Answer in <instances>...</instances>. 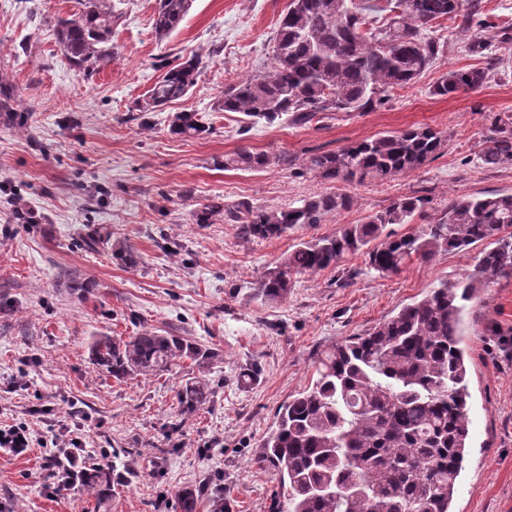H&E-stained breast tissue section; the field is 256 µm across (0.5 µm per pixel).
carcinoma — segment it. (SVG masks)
I'll return each instance as SVG.
<instances>
[{"instance_id":"cac0c4a2","label":"carcinoma","mask_w":512,"mask_h":512,"mask_svg":"<svg viewBox=\"0 0 512 512\" xmlns=\"http://www.w3.org/2000/svg\"><path fill=\"white\" fill-rule=\"evenodd\" d=\"M192 2L157 0L152 25L158 39L178 28ZM77 4V12L57 19L55 37L68 64L91 77L112 60L119 17L110 0ZM475 9V0H396L395 16L376 26L366 16L370 7L354 0H290L270 68L228 84L214 108L242 114L245 132L261 120L272 123L284 116L302 126L338 112H364L437 64L443 45L431 35L434 24L459 18L468 24ZM165 68L137 102V111L157 112L185 96L197 83L200 59ZM486 78L481 68L451 70L433 86V94L477 89ZM27 120L0 75V121L24 129ZM209 131L196 112H180L171 124V133L181 137L199 138ZM443 145L440 132L420 126L312 154L304 167L347 184L384 181L420 169ZM480 160L491 168L512 164L511 114L495 119ZM288 166L293 159L286 153L244 147L224 155L226 170ZM431 203L416 191L360 224L301 239L257 280L254 294L277 302L297 276L336 268L348 255L364 256L384 275L400 272L413 258L429 261L442 251L461 252L484 241L492 245L482 252L475 273L439 281L421 299L317 357L316 378L279 408L273 429L255 449L259 466L278 478L270 512H453L470 433L462 315L492 282L512 278V194L451 199L432 215ZM351 206L345 193L318 194L276 210L218 198L198 208L193 218L197 224H236L242 238L264 240L320 224ZM392 224H409L411 230L384 233ZM105 244L122 262H138L125 243L113 244L108 235ZM88 350L91 364L117 380L150 379L191 361L201 376L179 392L186 415L210 401L204 373L222 357L216 348L153 330L128 338L102 333L91 337ZM111 485L110 471L94 465L79 491L100 497Z\"/></svg>"}]
</instances>
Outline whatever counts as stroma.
Returning <instances> with one entry per match:
<instances>
[{
  "label": "stroma",
  "mask_w": 512,
  "mask_h": 512,
  "mask_svg": "<svg viewBox=\"0 0 512 512\" xmlns=\"http://www.w3.org/2000/svg\"><path fill=\"white\" fill-rule=\"evenodd\" d=\"M119 22L111 63L84 77L63 59L56 18L75 0H0V74L31 119L20 131L0 124V422L41 427L39 410L88 418L91 462L116 483L97 500L77 490L48 498L36 490L43 449L0 455V503L8 512H180V494L219 482L234 512H269L278 486L254 451L277 410L307 387L314 361L338 341L373 328L421 299L439 280L474 272L480 246L412 260L382 276L362 256L337 269L297 277L281 301L256 298L260 274L297 238L333 234L425 190L433 209L449 199L512 193V164L486 168L479 152L496 117L512 114V57L478 89L437 96L446 72L484 66L467 50L472 34L498 47L512 27V0H481L484 23L436 29L439 62L419 81L366 112L296 126L281 120L242 131L243 117L213 105L226 84L267 70L288 0H193L176 31L158 40L156 0H111ZM201 56L196 86L163 111L135 118L134 104L166 62ZM195 112L209 134H171L176 113ZM441 132V155L384 183H341L305 170L310 154L410 127ZM247 147L285 152L297 163L260 172L227 170L224 155ZM346 191L349 210L295 236L243 239L236 225L197 224L194 211L216 196L284 209L317 193ZM111 235L131 246L136 265L85 239ZM74 272L96 283L83 296L66 286ZM173 331L222 350L207 372L214 394L191 415L177 393L197 376L184 363L150 379H113L92 368L91 336ZM470 441L454 512H512V278L471 302L464 318Z\"/></svg>",
  "instance_id": "35a3bbf8"
}]
</instances>
